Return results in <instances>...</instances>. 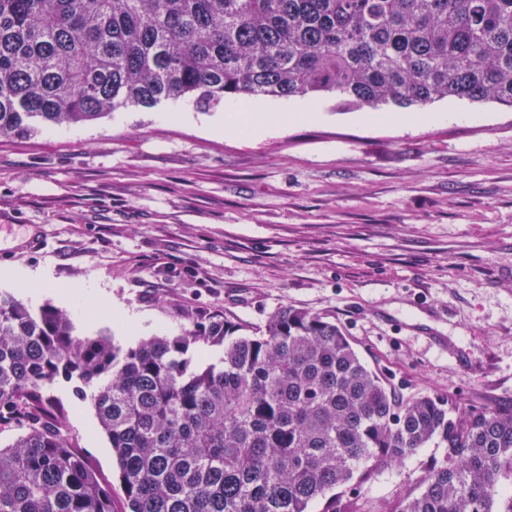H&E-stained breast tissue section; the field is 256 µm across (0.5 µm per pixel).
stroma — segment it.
<instances>
[{"label":"stroma","instance_id":"1","mask_svg":"<svg viewBox=\"0 0 512 512\" xmlns=\"http://www.w3.org/2000/svg\"><path fill=\"white\" fill-rule=\"evenodd\" d=\"M322 120L258 140L210 132L221 110L158 123L188 100L118 109L85 124L0 139V273L38 271L31 307L64 310L79 335L122 347L230 319L263 325L282 306L336 319L362 361L404 396L512 408V111L436 101L447 121L365 123L313 97ZM92 289L82 307L66 299ZM147 314L122 334L111 307ZM65 436L126 504L91 399L56 381ZM427 447L383 468L368 492L408 487Z\"/></svg>","mask_w":512,"mask_h":512}]
</instances>
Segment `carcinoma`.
I'll return each instance as SVG.
<instances>
[{
	"label": "carcinoma",
	"instance_id": "obj_1",
	"mask_svg": "<svg viewBox=\"0 0 512 512\" xmlns=\"http://www.w3.org/2000/svg\"><path fill=\"white\" fill-rule=\"evenodd\" d=\"M338 93L512 109V0H0V139L190 99ZM222 346L217 363L193 347ZM59 378L95 385L126 512H512V410L406 397L336 320L280 307L123 349L0 293V512H113L63 434ZM434 444L413 486L368 496L382 466Z\"/></svg>",
	"mask_w": 512,
	"mask_h": 512
}]
</instances>
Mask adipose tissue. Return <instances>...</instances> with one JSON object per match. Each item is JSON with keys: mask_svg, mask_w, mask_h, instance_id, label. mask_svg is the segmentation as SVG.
<instances>
[{"mask_svg": "<svg viewBox=\"0 0 512 512\" xmlns=\"http://www.w3.org/2000/svg\"><path fill=\"white\" fill-rule=\"evenodd\" d=\"M317 108L309 103H273L266 111L251 113L241 118L236 101L224 104V132L245 139H256L274 132L281 124L288 122H310L320 119Z\"/></svg>", "mask_w": 512, "mask_h": 512, "instance_id": "adipose-tissue-1", "label": "adipose tissue"}]
</instances>
